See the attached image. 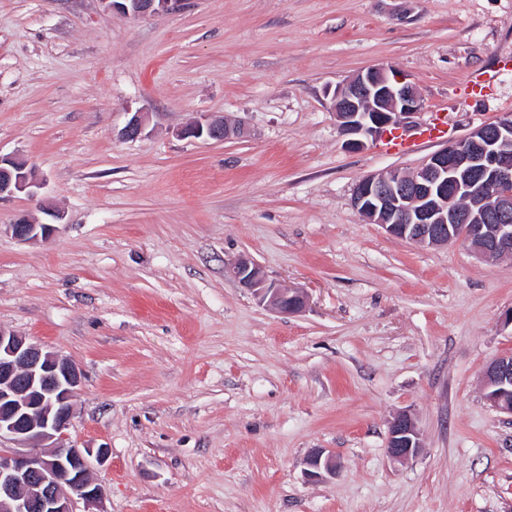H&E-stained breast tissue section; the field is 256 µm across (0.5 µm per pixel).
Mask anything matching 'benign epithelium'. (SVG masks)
<instances>
[{"label":"benign epithelium","instance_id":"7a95c632","mask_svg":"<svg viewBox=\"0 0 512 512\" xmlns=\"http://www.w3.org/2000/svg\"><path fill=\"white\" fill-rule=\"evenodd\" d=\"M109 9L134 17L169 11L182 0H101ZM332 103L345 144L364 148L389 129L413 127L421 108L415 86L405 75L377 67L336 87ZM185 134L222 142L244 130L222 119H206ZM40 186L35 171L19 158L0 156V198L34 193ZM469 201L462 208L458 197ZM353 206L371 223L396 238L429 246L461 242L480 259L494 263L512 254V224H493L492 217L512 215V117L484 124L466 137L433 153L412 175L398 171L369 175L356 185ZM6 229L19 241L47 238L50 223L20 217ZM233 273L258 303L281 314H296L308 305L301 288L268 281L247 258L237 260ZM82 382L79 368L14 332L0 329V440L14 448L0 449V512H76L81 500L93 504L102 489L91 479L94 465L107 461L106 448H77L66 430L73 417ZM485 397L512 414L505 394L512 387V353L487 365ZM415 421L400 414L389 426L387 454L397 461L419 453ZM336 458L322 449L312 452L305 476L319 481L336 474Z\"/></svg>","mask_w":512,"mask_h":512}]
</instances>
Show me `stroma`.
Masks as SVG:
<instances>
[{"mask_svg": "<svg viewBox=\"0 0 512 512\" xmlns=\"http://www.w3.org/2000/svg\"><path fill=\"white\" fill-rule=\"evenodd\" d=\"M385 66L415 85L411 152L347 150L330 97ZM497 69L477 94L475 72ZM141 137L122 138L134 113ZM512 115V0H0V155L35 194L0 199V329L72 361L67 434L105 447L98 512H512V416L483 374L512 350V257L390 236L357 183L410 174ZM217 116L249 134L184 136ZM48 238L16 240L18 217ZM304 289L258 305L239 258ZM421 448L386 454L400 413ZM318 448L340 464L311 482ZM102 2L108 9L120 10L134 17L167 12L182 5V0H102ZM55 221V223L38 224L30 221L27 218L20 217L13 224H7L6 229L12 234L14 238L19 241H31L41 238H47L55 230L54 224H60L62 215L58 212L49 214Z\"/></svg>", "mask_w": 512, "mask_h": 512, "instance_id": "obj_1", "label": "stroma"}]
</instances>
